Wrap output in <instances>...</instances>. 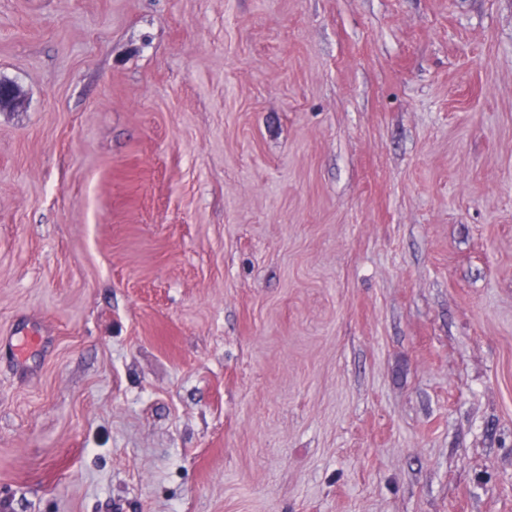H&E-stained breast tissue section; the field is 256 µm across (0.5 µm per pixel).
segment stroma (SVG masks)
<instances>
[{
	"instance_id": "stroma-1",
	"label": "stroma",
	"mask_w": 512,
	"mask_h": 512,
	"mask_svg": "<svg viewBox=\"0 0 512 512\" xmlns=\"http://www.w3.org/2000/svg\"><path fill=\"white\" fill-rule=\"evenodd\" d=\"M0 79V512H512V0H0Z\"/></svg>"
}]
</instances>
